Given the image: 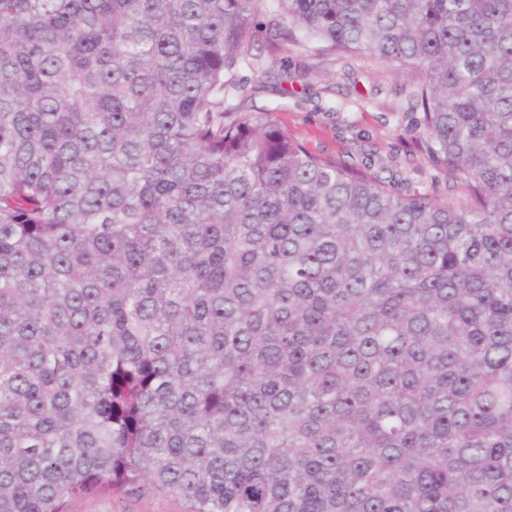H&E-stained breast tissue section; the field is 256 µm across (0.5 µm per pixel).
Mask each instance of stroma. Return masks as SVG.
<instances>
[{
	"instance_id": "stroma-1",
	"label": "stroma",
	"mask_w": 512,
	"mask_h": 512,
	"mask_svg": "<svg viewBox=\"0 0 512 512\" xmlns=\"http://www.w3.org/2000/svg\"><path fill=\"white\" fill-rule=\"evenodd\" d=\"M252 32L260 62H235L227 101L271 112L295 141L317 154L361 165L382 159L392 190L449 198L448 176L422 147L421 111L412 109L415 71L363 55L316 54L273 41V12L262 0ZM183 500L154 493L108 494L72 501L70 512H184Z\"/></svg>"
}]
</instances>
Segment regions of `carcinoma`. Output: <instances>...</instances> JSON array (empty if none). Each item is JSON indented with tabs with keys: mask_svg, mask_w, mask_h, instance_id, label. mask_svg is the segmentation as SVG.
Wrapping results in <instances>:
<instances>
[{
	"mask_svg": "<svg viewBox=\"0 0 512 512\" xmlns=\"http://www.w3.org/2000/svg\"><path fill=\"white\" fill-rule=\"evenodd\" d=\"M260 2L0 0V512H512V0H273L451 200L226 119ZM186 504L175 497L154 493L100 494L77 498L71 512H185Z\"/></svg>",
	"mask_w": 512,
	"mask_h": 512,
	"instance_id": "obj_1",
	"label": "carcinoma"
}]
</instances>
